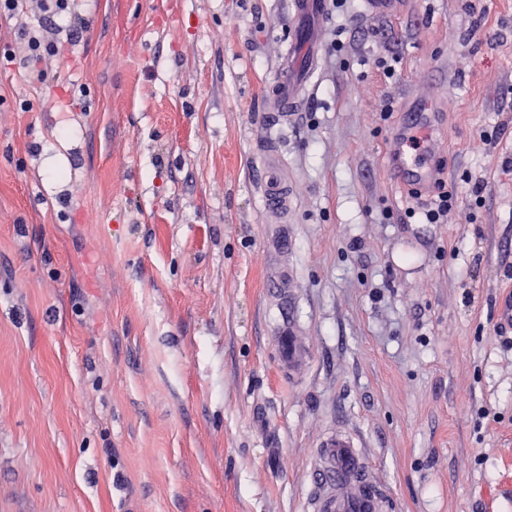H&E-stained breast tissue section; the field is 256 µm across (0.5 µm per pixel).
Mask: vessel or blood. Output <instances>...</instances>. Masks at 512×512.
Masks as SVG:
<instances>
[{
    "instance_id": "b4317fda",
    "label": "vessel or blood",
    "mask_w": 512,
    "mask_h": 512,
    "mask_svg": "<svg viewBox=\"0 0 512 512\" xmlns=\"http://www.w3.org/2000/svg\"><path fill=\"white\" fill-rule=\"evenodd\" d=\"M296 22L289 31V55L271 87L266 104L268 125L287 123L290 113L298 111L305 82L297 74L293 50H300L308 62H315L317 48L309 20L323 19L327 0H292ZM439 114L433 104H426L390 138L388 152L392 176L396 183L430 192L439 180L440 170L434 162L439 155L436 135ZM261 164L268 171L259 184L267 208L279 210L288 205V197L273 172L279 167L275 153L263 155ZM280 362L289 371L302 370L310 357V347L294 321L280 327ZM309 512H385L386 504L380 487L370 475V466L363 445L353 434L338 430L327 433L315 452L309 472Z\"/></svg>"
}]
</instances>
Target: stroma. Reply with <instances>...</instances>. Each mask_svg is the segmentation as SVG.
<instances>
[{
    "label": "stroma",
    "mask_w": 512,
    "mask_h": 512,
    "mask_svg": "<svg viewBox=\"0 0 512 512\" xmlns=\"http://www.w3.org/2000/svg\"><path fill=\"white\" fill-rule=\"evenodd\" d=\"M346 7L282 127L263 111L289 0H80L53 87L0 68V512H303L338 428L389 512H512V332L495 320L512 0ZM416 96L443 114L442 224L403 223L423 200L388 168ZM267 145L282 225L257 189ZM283 231L312 347L298 379L269 293Z\"/></svg>",
    "instance_id": "stroma-1"
}]
</instances>
